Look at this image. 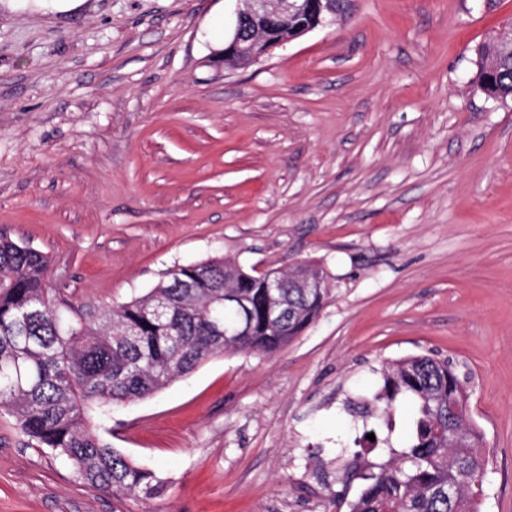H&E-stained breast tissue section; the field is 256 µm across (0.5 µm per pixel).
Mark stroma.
<instances>
[{
    "label": "stroma",
    "mask_w": 512,
    "mask_h": 512,
    "mask_svg": "<svg viewBox=\"0 0 512 512\" xmlns=\"http://www.w3.org/2000/svg\"><path fill=\"white\" fill-rule=\"evenodd\" d=\"M233 0H0V237L98 310L221 256L314 260L330 297L273 354H219L101 434L167 480L117 498L0 408V512H350L339 469L382 413L381 366L448 360L512 512V99L473 82L512 0H349L251 65L216 64Z\"/></svg>",
    "instance_id": "stroma-1"
}]
</instances>
